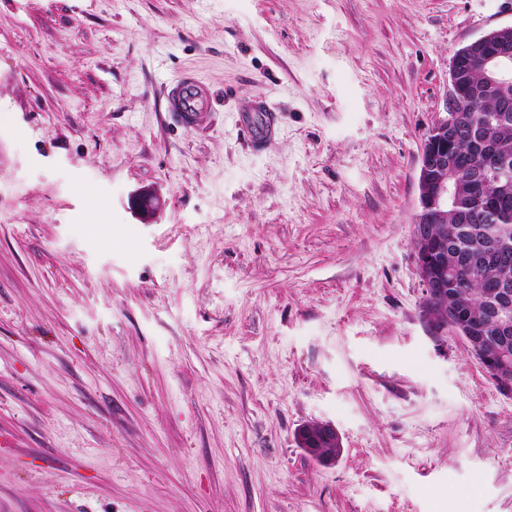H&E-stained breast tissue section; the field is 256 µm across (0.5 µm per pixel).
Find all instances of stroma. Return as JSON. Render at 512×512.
<instances>
[{
    "label": "stroma",
    "mask_w": 512,
    "mask_h": 512,
    "mask_svg": "<svg viewBox=\"0 0 512 512\" xmlns=\"http://www.w3.org/2000/svg\"><path fill=\"white\" fill-rule=\"evenodd\" d=\"M506 25L512 0H0V512H512V397L431 329L413 238L450 60ZM186 70L203 128L165 110ZM261 101L258 145L232 117ZM336 436L339 438L336 447ZM297 442L309 456L322 462H335L342 452V443L334 424L314 421L304 424L297 435Z\"/></svg>",
    "instance_id": "35a3bbf8"
}]
</instances>
